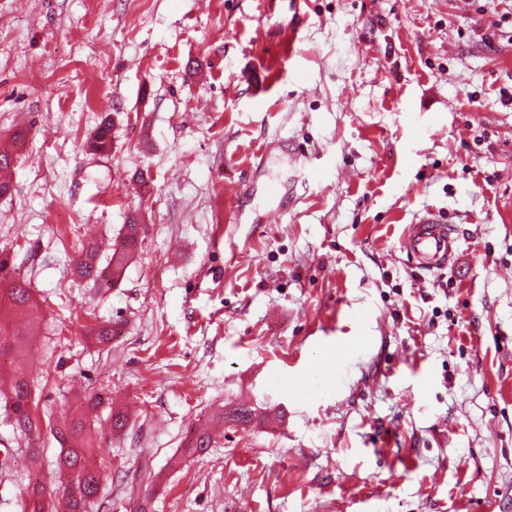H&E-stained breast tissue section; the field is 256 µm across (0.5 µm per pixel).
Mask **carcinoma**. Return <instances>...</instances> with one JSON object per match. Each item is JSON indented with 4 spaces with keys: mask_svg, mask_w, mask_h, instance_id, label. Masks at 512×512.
<instances>
[{
    "mask_svg": "<svg viewBox=\"0 0 512 512\" xmlns=\"http://www.w3.org/2000/svg\"><path fill=\"white\" fill-rule=\"evenodd\" d=\"M142 230L140 224L125 225V233L120 242L111 245V256L107 267L102 268L98 262L99 249L95 246L80 245L76 247V262L78 275L100 288H108L115 284L121 276L128 260L136 246ZM9 285L7 294L0 293V306L5 307L11 315H22L29 321L38 318L37 305L32 298L30 283L14 276V266L10 257L0 252V283ZM25 333L20 330L9 331L7 317L0 316V349L7 348L16 354L18 363L26 360L28 350L24 342ZM5 393L10 401L12 424L14 428L28 438L39 435L43 426V418L37 405L31 403L33 390L26 380L24 373L15 372L13 382L7 388L0 387V393ZM103 403V399L95 393L88 394L86 407L71 420L50 428L55 435H60L58 443L61 452L56 460L55 477L63 482L66 477L76 481L78 493L70 494L62 507L65 512H88L95 508L101 486L102 471L91 460V439L88 428L91 418ZM19 512H58L53 493L38 484L28 496L19 503Z\"/></svg>",
    "mask_w": 512,
    "mask_h": 512,
    "instance_id": "obj_1",
    "label": "carcinoma"
}]
</instances>
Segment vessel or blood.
Instances as JSON below:
<instances>
[{
  "label": "vessel or blood",
  "instance_id": "b4317fda",
  "mask_svg": "<svg viewBox=\"0 0 512 512\" xmlns=\"http://www.w3.org/2000/svg\"><path fill=\"white\" fill-rule=\"evenodd\" d=\"M402 245L416 266L424 271L446 267L453 262L457 251L449 226L430 214L409 225Z\"/></svg>",
  "mask_w": 512,
  "mask_h": 512
}]
</instances>
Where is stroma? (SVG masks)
Segmentation results:
<instances>
[{
    "label": "stroma",
    "instance_id": "obj_1",
    "mask_svg": "<svg viewBox=\"0 0 512 512\" xmlns=\"http://www.w3.org/2000/svg\"><path fill=\"white\" fill-rule=\"evenodd\" d=\"M1 141L25 371L43 412L103 395L99 512H512V0H0ZM427 213L433 272L401 246ZM132 218L119 282L80 280ZM59 451L0 413V512ZM457 241L449 225L432 214L424 215L410 224L402 240L404 250L415 265L424 271L445 268L454 261Z\"/></svg>",
    "mask_w": 512,
    "mask_h": 512
}]
</instances>
